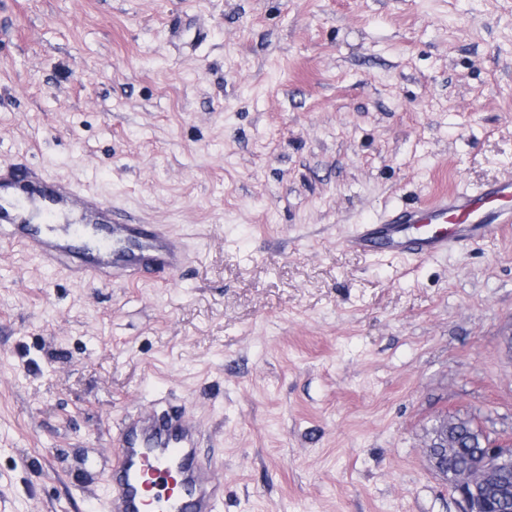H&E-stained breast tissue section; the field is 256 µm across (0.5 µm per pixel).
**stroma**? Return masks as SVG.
<instances>
[{
	"label": "stroma",
	"instance_id": "obj_1",
	"mask_svg": "<svg viewBox=\"0 0 512 512\" xmlns=\"http://www.w3.org/2000/svg\"><path fill=\"white\" fill-rule=\"evenodd\" d=\"M189 255L87 285L0 240V512H104L126 414L189 408L219 512H461L425 446L512 436V224L345 237L512 177V0H0V160ZM512 178L476 190L460 189L420 205L389 208L375 224H359L345 239L355 251L391 259L448 254L461 241H476L512 223ZM417 228L412 232V228Z\"/></svg>",
	"mask_w": 512,
	"mask_h": 512
}]
</instances>
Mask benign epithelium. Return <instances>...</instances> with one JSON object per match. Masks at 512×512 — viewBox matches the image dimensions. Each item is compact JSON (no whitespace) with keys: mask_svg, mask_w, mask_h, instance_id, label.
I'll use <instances>...</instances> for the list:
<instances>
[{"mask_svg":"<svg viewBox=\"0 0 512 512\" xmlns=\"http://www.w3.org/2000/svg\"><path fill=\"white\" fill-rule=\"evenodd\" d=\"M452 426L449 416L439 423L437 433L426 445V456L437 474L450 476L448 487L463 504L462 512H501L508 508V492H512V441L483 437L474 460L450 475L448 430Z\"/></svg>","mask_w":512,"mask_h":512,"instance_id":"obj_1","label":"benign epithelium"}]
</instances>
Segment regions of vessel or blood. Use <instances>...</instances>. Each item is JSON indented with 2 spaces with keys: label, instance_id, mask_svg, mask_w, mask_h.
<instances>
[{
  "label": "vessel or blood",
  "instance_id": "vessel-or-blood-1",
  "mask_svg": "<svg viewBox=\"0 0 512 512\" xmlns=\"http://www.w3.org/2000/svg\"><path fill=\"white\" fill-rule=\"evenodd\" d=\"M512 223V178L389 208L357 225L348 248L391 259H428ZM0 236L32 248L47 266L79 280L130 282L182 270L186 253L161 225L135 222L120 208L44 166L0 162ZM201 433L186 407L134 413L121 423L104 471L110 512H216L224 485L201 455Z\"/></svg>",
  "mask_w": 512,
  "mask_h": 512
}]
</instances>
